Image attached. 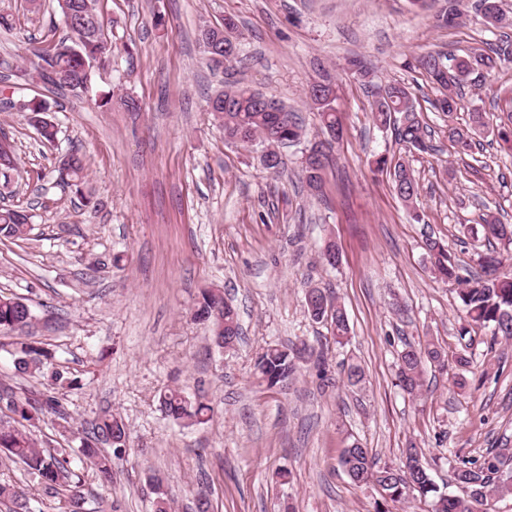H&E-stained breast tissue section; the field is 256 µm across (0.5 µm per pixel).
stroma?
Here are the masks:
<instances>
[{
    "label": "stroma",
    "instance_id": "1",
    "mask_svg": "<svg viewBox=\"0 0 512 512\" xmlns=\"http://www.w3.org/2000/svg\"><path fill=\"white\" fill-rule=\"evenodd\" d=\"M55 6L0 0V13L17 21L0 31V99H44L58 126L55 142L45 143L27 113L0 111L18 160L17 171L0 175V199L32 216L26 238H0V294L27 299L32 336L76 378L56 391L74 429L88 431L106 411L129 428L111 484L85 474L87 495L107 498L114 512H152L156 474L172 512H194L200 489L212 512H374L377 492L354 485L338 463L351 440L395 466L416 445L446 492L456 489V463L512 448V341L460 336L456 287L434 278L423 248L432 232L474 272L478 249L461 225L487 210L512 224V151L490 128L464 158L448 137L473 111L501 115L495 91L512 86V63L472 74L449 115L433 109L440 92L411 65L496 42L475 12L446 28L439 0L424 9L410 0H98L113 25L111 63L94 95L77 98L10 77L28 46L48 50L64 35ZM228 17L239 61L224 69L209 61L198 34ZM354 59L368 77L351 70ZM325 77L344 132L315 194L302 168L323 131L306 93ZM233 80L302 118L305 135L284 149L279 172L209 117V98ZM393 82L413 92L437 153L405 150L373 124L371 90ZM104 93L112 102L101 107ZM127 97L140 111L125 110ZM74 152L87 163L78 190L57 182ZM381 155L414 169L423 223L376 170ZM328 238L340 252L334 268L320 260ZM310 284L344 306L348 344L330 343L326 324L308 315ZM211 288L239 313L242 338L226 351L194 316ZM303 340L329 342L324 370L309 363L287 386L256 384L262 348ZM429 340L446 350L448 368L427 371L419 400L396 385L397 353ZM461 355L468 366L458 365ZM352 362L365 372L358 389L343 384ZM323 371L333 387L322 388ZM172 387L209 404V419L173 423L158 402Z\"/></svg>",
    "mask_w": 512,
    "mask_h": 512
}]
</instances>
